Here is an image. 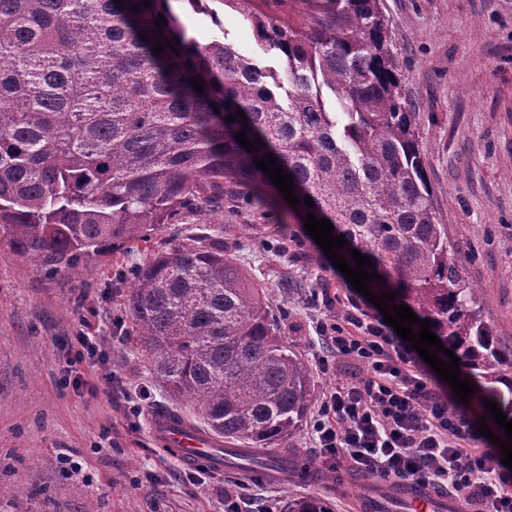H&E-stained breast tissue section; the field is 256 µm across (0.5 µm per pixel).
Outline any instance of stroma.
I'll return each mask as SVG.
<instances>
[{
  "mask_svg": "<svg viewBox=\"0 0 512 512\" xmlns=\"http://www.w3.org/2000/svg\"><path fill=\"white\" fill-rule=\"evenodd\" d=\"M418 114L419 144L433 203L461 250L464 276L481 290L484 311L512 347V0H381ZM211 14L174 12L201 42L226 39L260 65L284 60L260 46L252 25L212 0ZM168 224L134 241L48 275L0 236V512H224V490L239 487L246 512H284L292 497L317 496L332 512H370L371 497H392L390 512H411L405 486L337 466L314 451L309 424L284 446L322 479L264 482L241 468L214 472L182 464L150 436L153 413L173 403L125 312L130 269L145 255L200 232ZM224 249L262 285L285 340L313 370L314 394L346 375L322 370L315 344L320 315L308 303L317 274L351 290L344 274L276 213L224 214ZM97 336L98 355L75 361L80 329ZM81 378L80 387L70 386Z\"/></svg>",
  "mask_w": 512,
  "mask_h": 512,
  "instance_id": "stroma-1",
  "label": "stroma"
}]
</instances>
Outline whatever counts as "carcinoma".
Instances as JSON below:
<instances>
[{"label": "carcinoma", "mask_w": 512, "mask_h": 512, "mask_svg": "<svg viewBox=\"0 0 512 512\" xmlns=\"http://www.w3.org/2000/svg\"><path fill=\"white\" fill-rule=\"evenodd\" d=\"M169 2L0 0V233L12 249L55 273L165 224H219L226 207L327 219L345 261L355 266L351 249L370 259L382 276L370 286L399 292L395 304L460 358L474 407L495 401L512 420V349L433 206L379 0H288L302 19L288 26L255 0H221L285 59L281 73L225 41L199 42ZM157 41L178 47L157 56ZM239 109L247 120L227 122ZM241 130L264 145L245 150ZM267 154L300 206L257 168ZM226 182L240 191L224 193ZM126 313L160 387L198 428L245 449L242 464L264 463L260 449L302 426L314 375L219 236L136 266ZM286 512L330 509L307 496Z\"/></svg>", "instance_id": "carcinoma-1"}]
</instances>
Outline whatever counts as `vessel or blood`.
<instances>
[{
	"mask_svg": "<svg viewBox=\"0 0 512 512\" xmlns=\"http://www.w3.org/2000/svg\"><path fill=\"white\" fill-rule=\"evenodd\" d=\"M154 444L182 464L214 471L224 468L221 444L210 434L183 419L166 412H157L150 419ZM412 512H445L447 502L424 491L411 493Z\"/></svg>",
	"mask_w": 512,
	"mask_h": 512,
	"instance_id": "1",
	"label": "vessel or blood"
}]
</instances>
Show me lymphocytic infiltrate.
Masks as SVG:
<instances>
[{
	"mask_svg": "<svg viewBox=\"0 0 512 512\" xmlns=\"http://www.w3.org/2000/svg\"><path fill=\"white\" fill-rule=\"evenodd\" d=\"M327 310L317 340L330 359L358 366L351 381L324 395L312 424L323 455L383 479L446 490L475 512H512V495L488 452L463 448L471 438L447 395L432 388L409 342L352 297L315 291Z\"/></svg>",
	"mask_w": 512,
	"mask_h": 512,
	"instance_id": "obj_1",
	"label": "lymphocytic infiltrate"
}]
</instances>
